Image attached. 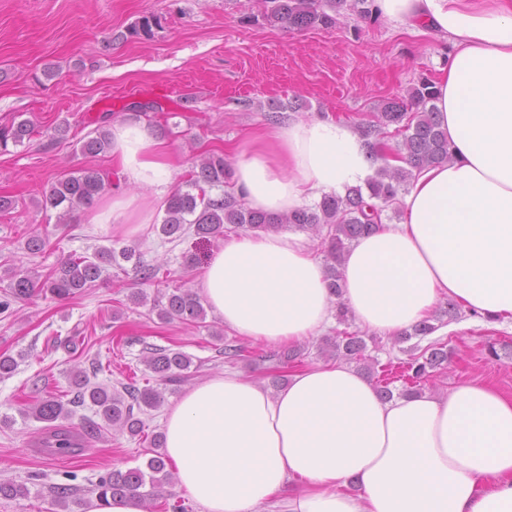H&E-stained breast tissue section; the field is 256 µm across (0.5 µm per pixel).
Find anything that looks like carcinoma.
<instances>
[{"label": "carcinoma", "instance_id": "cac0c4a2", "mask_svg": "<svg viewBox=\"0 0 512 512\" xmlns=\"http://www.w3.org/2000/svg\"><path fill=\"white\" fill-rule=\"evenodd\" d=\"M260 5L253 20L269 26L302 30L313 27L336 26L342 10L351 7L365 19H372L369 0H256ZM161 19L147 14L130 30V36H149L153 28L160 26ZM435 90L432 80L421 78L402 99L384 103L373 119L359 124L361 136L369 149L373 161L385 159L382 150L385 129L394 127L395 135L402 136L396 142L395 155L405 163L403 168L384 165L367 184L369 196L380 205L366 208L364 195L353 188L345 196L326 195L313 207H302L288 214H270L253 210L245 205L233 191L228 189L231 165L224 155L211 153L196 164L186 181V189H177L166 201L164 217L158 231L169 243L181 241L190 233L216 237L229 229L251 232L278 231L283 228L311 229L322 236L325 246L324 267L327 288L336 298V319L345 329L334 336L322 338L319 353L354 362L365 374L375 373L377 361L365 354L366 343L357 331H348L350 326L348 307L342 301L343 285L341 267L344 255L352 241L373 232L382 223V214L387 208L397 207L399 195L408 190L416 173L434 164L451 161L447 134L434 118ZM108 116L102 117L103 125L95 130V136L82 145V152L96 156L110 147V132L104 126ZM34 132V123L23 120L9 127L0 128V150H7L8 143L20 145ZM112 186L108 174L87 167L73 171L58 179L43 195L42 208L58 211V223L68 224L79 209L92 207ZM224 188L222 193L212 195V190ZM133 262V271L145 282L156 279L158 268L144 263L141 254L134 248H100L92 256L69 255L43 280L23 270L12 267L5 270L9 283L0 291V314L7 313L18 302L31 298L37 292H45L63 300L72 298L91 287L108 266L121 267L120 261ZM162 320H182L202 323L206 311L200 297L190 289L176 288L163 295L156 304ZM456 320L461 317L460 306L450 300L439 316L423 320L399 334L402 343L417 339L410 347V358L399 365V378L414 389L430 378L448 362L445 345L433 341L419 349V341L432 335L443 318ZM144 362L155 374L161 387L139 388L134 383H123L121 389L91 383L97 375L98 366L91 364L90 370L76 368L70 371L69 384L72 397L49 394L28 407L27 414L45 423L40 438L50 455L80 457L84 448L75 447L74 438L91 440L99 437L103 425L138 437L145 433V421L141 415L147 410H156L164 402L162 388L179 387L190 379L191 359L182 351L172 348L143 347ZM303 350L286 347L262 357V361L278 368L298 362ZM87 406L102 422L84 416L77 424L71 423L75 409ZM154 455L148 458L145 467L126 471L112 470L100 477L96 484L97 499L109 506L114 501L134 498L143 512H152L154 501L163 496L164 488L171 485L174 473L168 469L165 454L159 451L164 445L161 434L153 435ZM78 488L71 484H59L52 490V505L68 510L72 505H81L76 499ZM30 489L24 483L0 480V498H26Z\"/></svg>", "mask_w": 512, "mask_h": 512}]
</instances>
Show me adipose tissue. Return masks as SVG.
Listing matches in <instances>:
<instances>
[{
    "mask_svg": "<svg viewBox=\"0 0 512 512\" xmlns=\"http://www.w3.org/2000/svg\"><path fill=\"white\" fill-rule=\"evenodd\" d=\"M399 26L449 37L435 116L452 161L416 175L403 218L350 246L344 301L383 336L429 318L443 297L512 322V0H372ZM232 182L253 209L284 214L375 174L362 139L331 117L294 118L234 151ZM122 187L88 215L134 235L176 172L145 123L112 126ZM154 188L153 201L133 187ZM197 292L239 336L306 341L331 322L324 267L291 230L240 233ZM165 453L204 512H512V397L481 382L381 401L342 363L298 369L272 393L227 373L169 408Z\"/></svg>",
    "mask_w": 512,
    "mask_h": 512,
    "instance_id": "adipose-tissue-1",
    "label": "adipose tissue"
}]
</instances>
